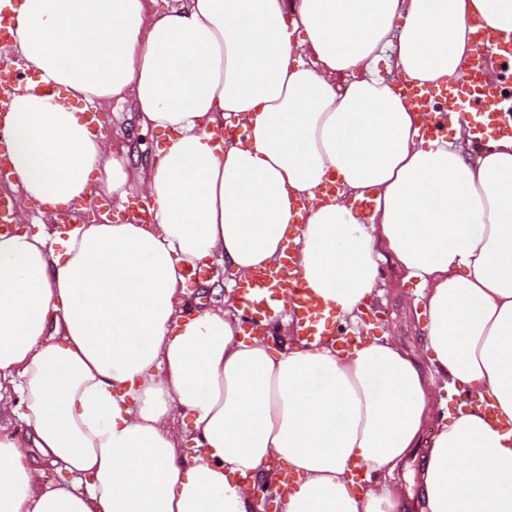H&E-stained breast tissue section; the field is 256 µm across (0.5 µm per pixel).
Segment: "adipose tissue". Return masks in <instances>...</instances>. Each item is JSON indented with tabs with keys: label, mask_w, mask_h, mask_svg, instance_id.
Here are the masks:
<instances>
[{
	"label": "adipose tissue",
	"mask_w": 512,
	"mask_h": 512,
	"mask_svg": "<svg viewBox=\"0 0 512 512\" xmlns=\"http://www.w3.org/2000/svg\"><path fill=\"white\" fill-rule=\"evenodd\" d=\"M14 12L37 78L0 97L11 186L51 208L139 192L151 220L0 234V512H260L267 487L279 512H512V138L466 158L401 94L468 84L512 0ZM111 99L168 133L149 170L89 129ZM386 259L420 290L422 353L226 317L271 267L357 320ZM212 262L225 295L186 310ZM429 422L414 500L381 474Z\"/></svg>",
	"instance_id": "1"
}]
</instances>
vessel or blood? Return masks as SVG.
Returning <instances> with one entry per match:
<instances>
[{"instance_id":"1","label":"vessel or blood","mask_w":512,"mask_h":512,"mask_svg":"<svg viewBox=\"0 0 512 512\" xmlns=\"http://www.w3.org/2000/svg\"><path fill=\"white\" fill-rule=\"evenodd\" d=\"M412 105L424 111H435L426 135L441 136L448 130L449 110H458L462 120L468 122L474 139L480 140L494 134H512V96L493 93L477 94L475 84H468L455 91L416 87L408 89ZM280 284L278 272L266 268L259 270L242 288L241 312L245 319L260 322L269 317V299ZM290 289L296 297L294 319L308 341L324 342L335 339L333 325L323 322L321 304L306 288L302 279H295Z\"/></svg>"}]
</instances>
